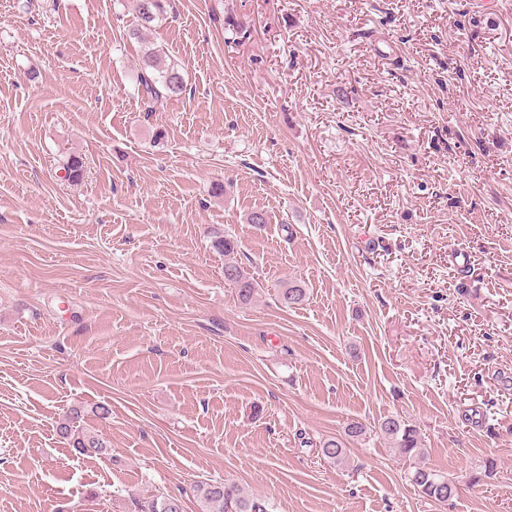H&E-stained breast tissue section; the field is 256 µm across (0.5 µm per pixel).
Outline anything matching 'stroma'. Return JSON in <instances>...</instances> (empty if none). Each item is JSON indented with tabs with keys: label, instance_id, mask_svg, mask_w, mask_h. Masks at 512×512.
<instances>
[{
	"label": "stroma",
	"instance_id": "obj_1",
	"mask_svg": "<svg viewBox=\"0 0 512 512\" xmlns=\"http://www.w3.org/2000/svg\"><path fill=\"white\" fill-rule=\"evenodd\" d=\"M135 24L133 0H0V512H200L219 478L268 512H512V0H171ZM153 44L186 89L149 112ZM74 408L105 454L57 435ZM135 13L137 17V27L133 29L132 35L135 38L142 39L144 31L149 30L153 23L167 13L170 7L169 0H135ZM213 237L212 247L216 251L224 253V258L229 257L224 259L225 283L235 290L236 296L241 303H251L259 295L261 286L252 274L245 271L237 261L230 257L237 248L235 240L220 232H216ZM378 429L382 436L394 441L396 448L405 456L417 457L423 453L419 431L403 420L385 417L378 423ZM437 471L419 466L411 471L409 480L431 500L449 501L457 494L456 484ZM132 512H183L181 498L164 493H155L142 499H134Z\"/></svg>",
	"mask_w": 512,
	"mask_h": 512
}]
</instances>
